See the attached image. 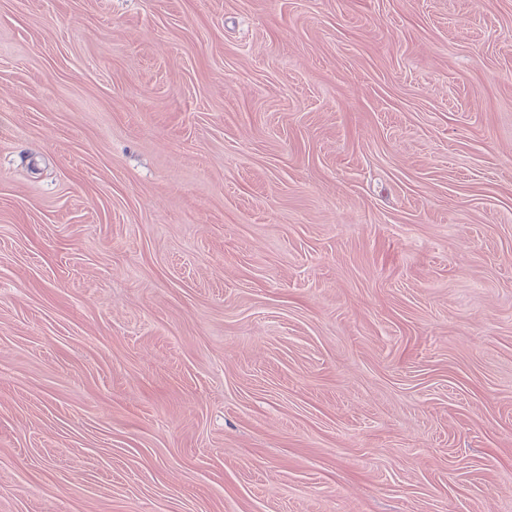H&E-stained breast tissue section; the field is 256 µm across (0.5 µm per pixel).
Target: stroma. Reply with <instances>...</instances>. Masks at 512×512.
Here are the masks:
<instances>
[{"instance_id":"obj_1","label":"stroma","mask_w":512,"mask_h":512,"mask_svg":"<svg viewBox=\"0 0 512 512\" xmlns=\"http://www.w3.org/2000/svg\"><path fill=\"white\" fill-rule=\"evenodd\" d=\"M0 512H512V0H0Z\"/></svg>"}]
</instances>
